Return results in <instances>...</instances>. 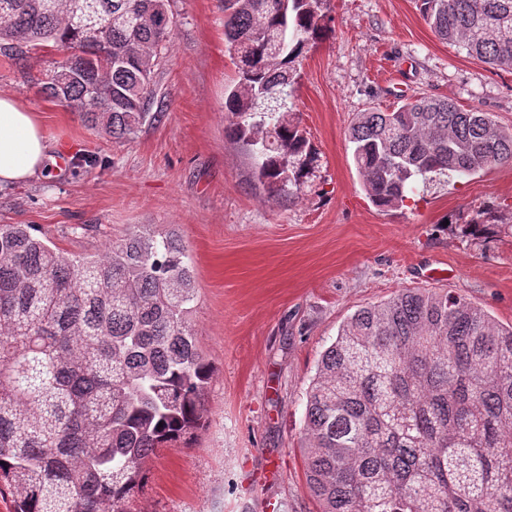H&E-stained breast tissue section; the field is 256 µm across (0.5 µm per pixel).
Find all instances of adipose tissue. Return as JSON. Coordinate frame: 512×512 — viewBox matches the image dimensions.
Returning <instances> with one entry per match:
<instances>
[{"instance_id": "adipose-tissue-1", "label": "adipose tissue", "mask_w": 512, "mask_h": 512, "mask_svg": "<svg viewBox=\"0 0 512 512\" xmlns=\"http://www.w3.org/2000/svg\"><path fill=\"white\" fill-rule=\"evenodd\" d=\"M52 159L37 112L12 94H0V184L47 172Z\"/></svg>"}]
</instances>
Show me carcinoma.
Returning a JSON list of instances; mask_svg holds the SVG:
<instances>
[{
  "mask_svg": "<svg viewBox=\"0 0 512 512\" xmlns=\"http://www.w3.org/2000/svg\"><path fill=\"white\" fill-rule=\"evenodd\" d=\"M326 0H224L237 67L227 132L258 178L298 194L317 152L294 113L297 63L332 34ZM440 40L512 68V0H418ZM169 0H0V53L52 50L51 100L128 139L157 117ZM371 202L512 164L488 112L420 97L358 113L348 133ZM504 205L477 213L480 238ZM186 246L141 224L93 256L0 224V492L14 512H132L156 450L190 445L213 363L192 315ZM306 480L321 512H512V325L449 291L406 288L358 309L307 392Z\"/></svg>",
  "mask_w": 512,
  "mask_h": 512,
  "instance_id": "cac0c4a2",
  "label": "carcinoma"
}]
</instances>
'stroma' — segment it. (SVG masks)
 <instances>
[{"mask_svg":"<svg viewBox=\"0 0 512 512\" xmlns=\"http://www.w3.org/2000/svg\"><path fill=\"white\" fill-rule=\"evenodd\" d=\"M156 73L160 121L115 140L40 92L54 57L0 54V94L35 110L67 170L0 185V224H29L62 251L96 254L135 225L175 230L193 261L194 323L215 365L207 424L153 459L135 512H319L305 477L306 392L356 310L405 288H444L512 324V213L485 238L462 232L512 203V165L430 184L415 203L372 204L347 131L359 112L414 95L492 113L512 130V69L441 42L416 0H327L335 33L297 67L294 110L319 168L300 196L267 192L226 136L236 68L222 0H171ZM507 207L508 204L502 205L499 203L498 205H492L480 211L475 216H473L469 223L464 225L463 234L476 239L482 237L487 233V227L491 224H494L492 222L496 221L495 214Z\"/></svg>","mask_w":512,"mask_h":512,"instance_id":"1","label":"stroma"}]
</instances>
